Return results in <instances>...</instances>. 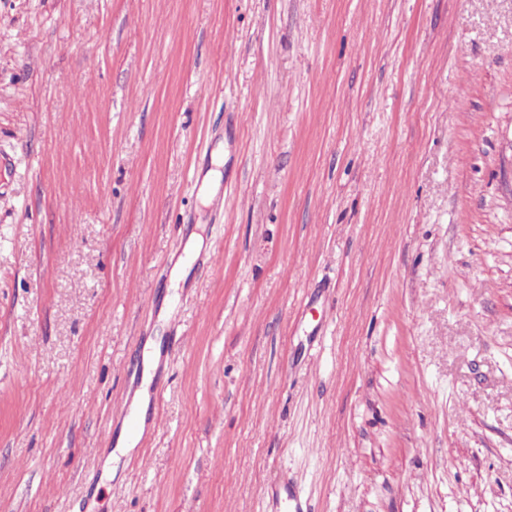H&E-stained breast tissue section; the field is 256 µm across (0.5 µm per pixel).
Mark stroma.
<instances>
[{"label": "stroma", "mask_w": 512, "mask_h": 512, "mask_svg": "<svg viewBox=\"0 0 512 512\" xmlns=\"http://www.w3.org/2000/svg\"><path fill=\"white\" fill-rule=\"evenodd\" d=\"M284 485L512 512V0H0V512Z\"/></svg>", "instance_id": "1"}]
</instances>
